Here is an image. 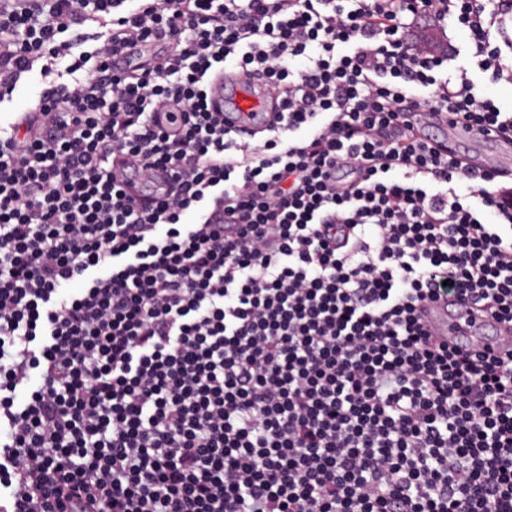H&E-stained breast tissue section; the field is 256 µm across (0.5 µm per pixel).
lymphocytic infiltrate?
<instances>
[{
  "label": "lymphocytic infiltrate",
  "instance_id": "1",
  "mask_svg": "<svg viewBox=\"0 0 512 512\" xmlns=\"http://www.w3.org/2000/svg\"><path fill=\"white\" fill-rule=\"evenodd\" d=\"M419 18L512 81V0H0V103L42 80L0 126V512H512V347L420 315L512 329V177L408 118L512 111ZM447 35L448 57L450 58L448 72H454L459 67L467 69L474 82V91L478 97L492 99L502 108L512 109V84L504 81L491 82L487 74L481 73L468 55V32L456 26H448ZM264 81L258 74L247 75L234 66L224 67V76L211 86V98L224 111V124L236 130L241 140H249L259 126L244 125L237 118L250 112H271V105L264 93ZM422 312L431 330L460 346L475 347L493 343L499 347L512 340V332L471 305L461 306L448 300L428 302Z\"/></svg>",
  "mask_w": 512,
  "mask_h": 512
}]
</instances>
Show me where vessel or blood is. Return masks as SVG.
I'll return each mask as SVG.
<instances>
[{"label": "vessel or blood", "instance_id": "1", "mask_svg": "<svg viewBox=\"0 0 512 512\" xmlns=\"http://www.w3.org/2000/svg\"><path fill=\"white\" fill-rule=\"evenodd\" d=\"M211 98L223 110L226 127L236 130L245 140L253 138L257 128L240 123V116L271 109L261 76L246 74L233 66L225 67L223 76L213 82ZM417 122L422 139L447 146L473 169L495 174L512 172V140L450 124L430 112L419 113ZM424 315L434 334L461 346H500L512 341L511 329L469 305L439 300L427 303Z\"/></svg>", "mask_w": 512, "mask_h": 512}]
</instances>
